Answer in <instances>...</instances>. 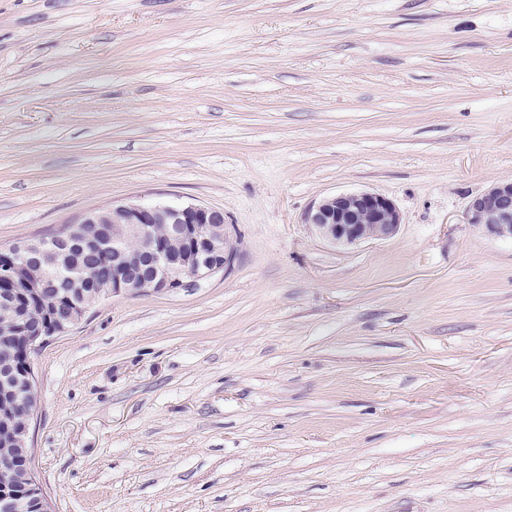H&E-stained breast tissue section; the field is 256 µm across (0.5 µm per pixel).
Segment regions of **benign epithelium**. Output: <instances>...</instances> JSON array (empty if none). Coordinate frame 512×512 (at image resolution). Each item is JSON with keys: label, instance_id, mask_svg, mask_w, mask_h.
<instances>
[{"label": "benign epithelium", "instance_id": "benign-epithelium-1", "mask_svg": "<svg viewBox=\"0 0 512 512\" xmlns=\"http://www.w3.org/2000/svg\"><path fill=\"white\" fill-rule=\"evenodd\" d=\"M157 210L158 207L151 205H116L111 209L116 219L114 224H99L97 217L88 215L69 225L62 235L13 244L11 261L0 268V281L13 285L48 307L49 323L25 330L27 346L33 354H38L53 338L69 333L87 312L77 292L68 296L65 314L49 309L52 281L79 278V267L73 260L76 252L92 253L99 248H110L119 255L126 238L138 240L142 253L150 259V276L137 279L124 264H117L112 271L111 297L146 289L161 292L185 288L229 269L235 249L222 211L200 204L167 207L170 236L187 244L185 252L176 256L153 238L151 219ZM466 217L468 223L490 235L512 239V183L495 185L473 199ZM305 223L333 244L352 245L392 238L399 230L401 219L389 198L362 191L322 200L308 210ZM42 259L48 263L46 279L42 282L27 280L24 272L29 263ZM31 422L30 418L17 422L10 391H0V432L16 448L0 474L15 478L16 487L31 492L26 498L12 491L9 483L0 484V512H53L34 464Z\"/></svg>", "mask_w": 512, "mask_h": 512}]
</instances>
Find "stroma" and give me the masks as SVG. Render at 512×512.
Masks as SVG:
<instances>
[{
    "mask_svg": "<svg viewBox=\"0 0 512 512\" xmlns=\"http://www.w3.org/2000/svg\"><path fill=\"white\" fill-rule=\"evenodd\" d=\"M512 0H0V247L224 213L226 272L35 358L53 512H512ZM371 191L396 236L305 223ZM466 217L490 235L512 239V183L495 185L473 199Z\"/></svg>",
    "mask_w": 512,
    "mask_h": 512,
    "instance_id": "stroma-1",
    "label": "stroma"
}]
</instances>
